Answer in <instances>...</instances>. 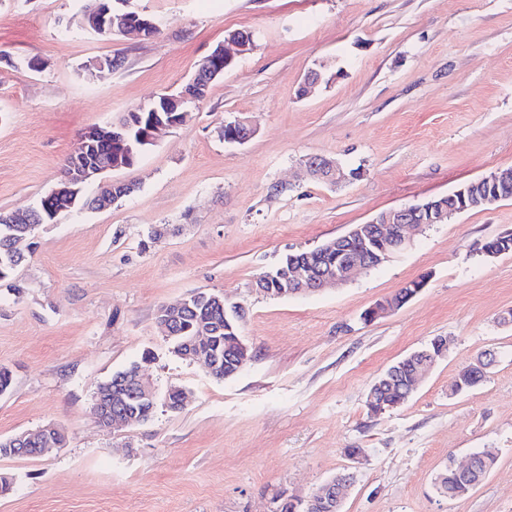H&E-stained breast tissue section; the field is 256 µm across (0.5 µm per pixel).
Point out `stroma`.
<instances>
[{
    "label": "stroma",
    "mask_w": 512,
    "mask_h": 512,
    "mask_svg": "<svg viewBox=\"0 0 512 512\" xmlns=\"http://www.w3.org/2000/svg\"><path fill=\"white\" fill-rule=\"evenodd\" d=\"M81 5L0 0V211L35 206L84 129L176 90L228 32H253L255 48L186 124L113 172L136 181L130 196L41 225L0 282L12 374L0 438L46 424L66 436L45 456L0 457L13 482L0 512H276L342 471L354 475L343 512H512V254L478 250L512 231V200L410 231L406 251L342 287L249 288L287 253L512 167V0H135L160 25L145 41L68 34ZM106 57L120 66L86 75ZM323 62L332 80L299 96ZM235 116L256 130L242 145L217 134ZM312 155L361 176L302 178ZM159 224L170 233L150 241ZM422 276L406 305L365 320ZM196 291L247 311L251 359L232 378L176 357L156 322ZM437 336L448 349L414 395L372 413L376 377ZM489 351L487 378L456 390ZM133 363L190 402L100 427L97 386ZM487 448L497 460L481 483L455 499L437 491L439 472Z\"/></svg>",
    "instance_id": "stroma-1"
}]
</instances>
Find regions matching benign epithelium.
I'll return each instance as SVG.
<instances>
[{
  "instance_id": "1",
  "label": "benign epithelium",
  "mask_w": 512,
  "mask_h": 512,
  "mask_svg": "<svg viewBox=\"0 0 512 512\" xmlns=\"http://www.w3.org/2000/svg\"><path fill=\"white\" fill-rule=\"evenodd\" d=\"M132 0H102L97 10L85 16L79 27L92 31L106 29L114 34L137 37L140 39L152 36V21L142 12L130 7ZM235 47L236 54L227 52L224 44ZM254 36L249 31L235 30L227 34L224 43L214 49L206 58L205 65L188 79L180 92L166 93L154 98L151 102L136 108L140 112L151 109L155 112L172 114L167 120L159 119L150 130L151 137L158 131L182 125L186 118L184 102L190 98V92L207 88L211 80L224 74L234 66L235 56L245 55L254 49ZM255 129L244 117H238L232 123H224V141L229 143L245 142L252 138ZM120 139L128 149L127 156H133L136 143L130 136V125L116 120L104 125H93L79 137L77 144L69 156L66 170L60 181L47 194L48 198L65 197L76 199L84 188L99 180L101 185L110 192L124 186L119 180L105 181L103 175L108 172L127 168V160L119 157L113 159L100 154L98 147L102 142ZM308 176L319 179L331 186H337L350 176L333 160L324 157H308L303 161ZM512 185V168L492 172L480 178L473 186L461 187L448 194V198L434 197L418 203L391 208L374 216L363 224L354 227L312 252H336L343 257L342 263L336 267V273L318 276L312 268L300 261L280 262L265 271L268 277L274 278L283 289L295 295L310 291H323L347 282L353 273L366 271L382 265L389 256L405 250L409 246L406 231L410 228H424L432 224H446L448 218L472 208H487L500 201L502 196L499 188ZM369 242L366 253H354L350 244L354 240ZM185 306L181 301L175 305H164L158 312V322L165 330H170L173 322ZM135 386L141 398L156 406L152 380L142 373L134 377ZM96 407L108 426H127L137 420L136 413L128 407L123 393L111 390L97 395ZM354 475L350 472L336 477L319 486L304 503L312 507L319 503L340 504L351 486Z\"/></svg>"
}]
</instances>
